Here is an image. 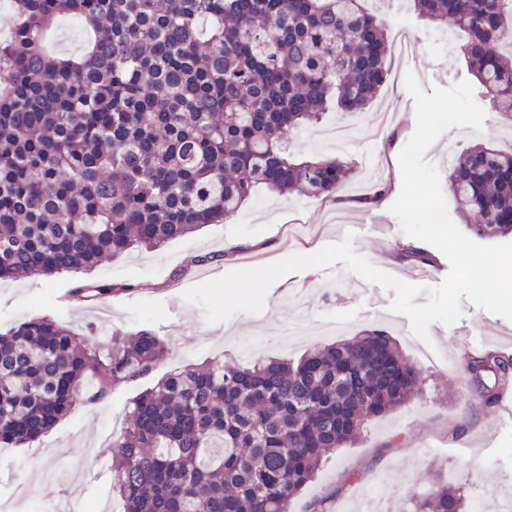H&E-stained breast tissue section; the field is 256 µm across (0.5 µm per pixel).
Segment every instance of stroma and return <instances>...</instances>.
<instances>
[{
  "instance_id": "obj_1",
  "label": "stroma",
  "mask_w": 512,
  "mask_h": 512,
  "mask_svg": "<svg viewBox=\"0 0 512 512\" xmlns=\"http://www.w3.org/2000/svg\"><path fill=\"white\" fill-rule=\"evenodd\" d=\"M371 7L391 27L410 26L418 40L416 51L404 57L398 48L390 49L387 82L366 109L329 110L321 123L288 135L286 144L297 159L327 155L351 163L354 175L342 189L348 196L370 192L372 170L386 169L391 189L385 206L340 208L332 201L287 197L260 187L233 216L163 247L105 259L86 273L0 281V331L36 314L60 320L98 343L110 341L116 330L129 334L150 329L181 344L158 366L156 373L162 376L186 364L244 354L251 344L255 357L295 361L328 338L347 339L368 328L386 330L420 369L423 395L368 421L355 445L336 449L321 464L289 512H313L316 502L323 512H409L413 497L432 491L441 475L466 488L476 512H496L497 496L512 492V417L500 404L485 403L466 389L462 378L466 354L512 353V322L462 302L463 315L454 324H431L430 348L436 359L421 360L414 334L373 313L374 307H388L394 291L363 281L340 262L282 277L269 289L262 313H240L221 323L207 322L204 310L182 297L184 289L201 282L198 269L186 267L192 257L212 256L213 266L227 273L241 269L246 260L263 266L346 238L357 254L409 280L412 268L401 252L412 239L388 209L402 184L398 148L416 127L415 101L405 88V75L414 73L428 92L469 74L457 31L422 20L408 0H372ZM92 35L75 18L63 16L46 43L50 53L77 56ZM473 97L486 114L482 129L451 128L433 152L457 154L479 142L512 151V124L495 111L481 88H474ZM176 279L182 283L177 291L171 288ZM88 281L125 284L129 290L113 298L104 319L96 304H61L62 296ZM298 324L304 335L290 337ZM327 324L335 325L334 336L323 334ZM150 385L147 379L114 384L104 402L78 407L45 442L27 448L0 444V502L11 512H44L49 505H72L77 489L108 512H125L112 492V437L123 427L131 402ZM23 478L36 484L34 497L19 489Z\"/></svg>"
}]
</instances>
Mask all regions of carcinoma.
Listing matches in <instances>:
<instances>
[{"mask_svg":"<svg viewBox=\"0 0 512 512\" xmlns=\"http://www.w3.org/2000/svg\"><path fill=\"white\" fill-rule=\"evenodd\" d=\"M0 42V280L91 269L158 247L237 212L255 188L338 199L351 166L292 161L288 132L331 108H366L387 80L385 20L365 0H11ZM452 21L469 74L512 121V0H412ZM69 15L96 30L77 59L45 36ZM449 189L470 230L512 235V152L458 154ZM388 184L354 200L382 201ZM402 258H433L408 245ZM124 284L85 283L77 302ZM149 330L99 345L34 315L0 333V443L48 434L112 385L168 354ZM419 370L382 329L319 345L295 362L235 357L169 374L134 400L113 440L125 512H288L327 452L423 395ZM464 384L490 397L512 382V354L469 356ZM413 512H465L440 480Z\"/></svg>","mask_w":512,"mask_h":512,"instance_id":"cac0c4a2","label":"carcinoma"}]
</instances>
